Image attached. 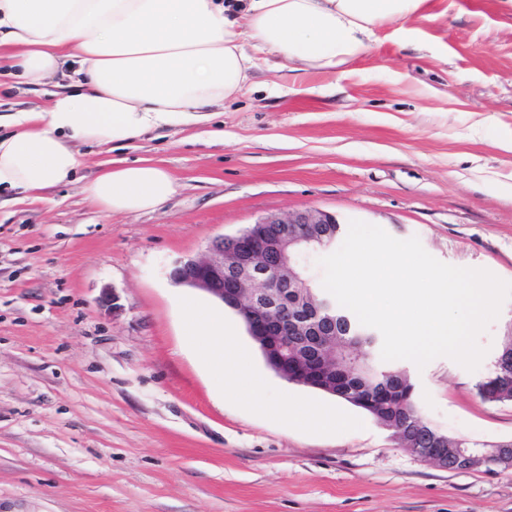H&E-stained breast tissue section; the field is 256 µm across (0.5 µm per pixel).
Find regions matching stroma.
Listing matches in <instances>:
<instances>
[{
  "instance_id": "obj_1",
  "label": "stroma",
  "mask_w": 512,
  "mask_h": 512,
  "mask_svg": "<svg viewBox=\"0 0 512 512\" xmlns=\"http://www.w3.org/2000/svg\"><path fill=\"white\" fill-rule=\"evenodd\" d=\"M424 13L378 28L336 72L268 55L215 108L223 141L184 127L81 142L72 182L0 194V512H512V470L418 459L364 410L276 375L235 312L169 279L217 236L317 209L512 282V151L499 146L512 137V0H429ZM54 89L1 77L0 114L46 107ZM142 159L175 181L160 207L109 215L85 194L104 167ZM192 307L223 311L267 399L344 423L303 428L235 396ZM509 320L512 300L479 336L476 371L407 363L441 433L512 440V402L476 393Z\"/></svg>"
}]
</instances>
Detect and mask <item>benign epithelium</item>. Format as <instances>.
Wrapping results in <instances>:
<instances>
[{
	"instance_id": "7a95c632",
	"label": "benign epithelium",
	"mask_w": 512,
	"mask_h": 512,
	"mask_svg": "<svg viewBox=\"0 0 512 512\" xmlns=\"http://www.w3.org/2000/svg\"><path fill=\"white\" fill-rule=\"evenodd\" d=\"M335 215L305 209L287 218L259 219L241 233L218 236L197 257L177 262L169 276L227 304L243 320L249 335L276 349L280 375L302 383L295 337L336 335V308L328 294L301 297L311 291L299 256L309 246L328 250L336 245ZM415 457L450 471L465 472L483 461L512 469V442L482 448H450L441 439L436 448H409Z\"/></svg>"
}]
</instances>
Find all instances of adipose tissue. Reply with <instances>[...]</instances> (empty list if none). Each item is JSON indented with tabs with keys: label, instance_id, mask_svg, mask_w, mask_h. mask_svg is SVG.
<instances>
[{
	"label": "adipose tissue",
	"instance_id": "1",
	"mask_svg": "<svg viewBox=\"0 0 512 512\" xmlns=\"http://www.w3.org/2000/svg\"><path fill=\"white\" fill-rule=\"evenodd\" d=\"M426 0H0L1 58L38 83L73 78L47 109L12 112L0 136V191L36 192L69 182L82 165L73 140L99 146L158 128L210 121L214 107L245 88L258 56L289 70L333 71L367 54L381 26L423 15ZM175 191L157 164L107 169L86 192L103 212L153 210ZM198 331L215 337L208 362L242 397L303 427L335 428L339 416L301 403L261 402L263 385L241 384L226 353L222 312L191 310Z\"/></svg>",
	"mask_w": 512,
	"mask_h": 512
}]
</instances>
